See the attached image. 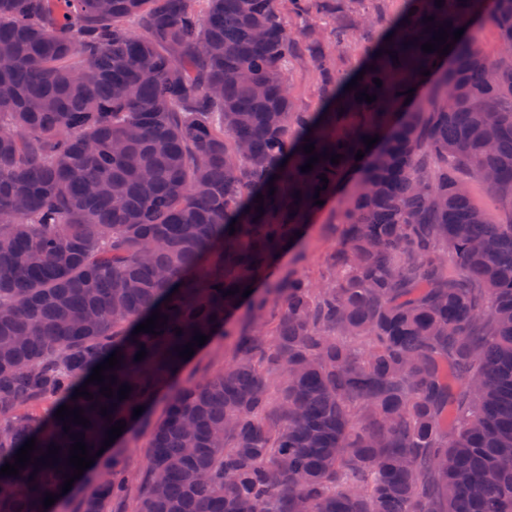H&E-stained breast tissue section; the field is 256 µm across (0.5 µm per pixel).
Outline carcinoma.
Returning a JSON list of instances; mask_svg holds the SVG:
<instances>
[{"label":"carcinoma","instance_id":"cac0c4a2","mask_svg":"<svg viewBox=\"0 0 512 512\" xmlns=\"http://www.w3.org/2000/svg\"><path fill=\"white\" fill-rule=\"evenodd\" d=\"M203 2L0 0V467L32 437L35 457L61 447L0 476V512L71 496L42 506L75 440L21 407L83 409L71 432L91 455L126 422L80 476L76 512H106L130 483L133 409L162 396L137 512H512V218L471 196L485 184L512 210V0H403L382 24L338 0L334 27L298 36L281 0ZM441 25L465 31L423 52ZM299 36L312 111L288 89ZM306 138L343 158L301 172ZM345 191L321 282L276 275L315 195ZM157 309L159 335H132ZM196 332L232 360L181 383ZM115 351V395L73 398Z\"/></svg>","mask_w":512,"mask_h":512}]
</instances>
